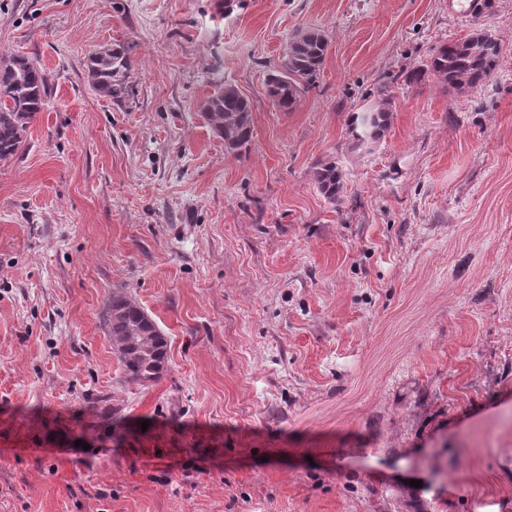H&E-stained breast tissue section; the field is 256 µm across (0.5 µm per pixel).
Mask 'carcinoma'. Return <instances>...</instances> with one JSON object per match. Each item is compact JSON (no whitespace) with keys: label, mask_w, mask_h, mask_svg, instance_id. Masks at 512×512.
<instances>
[{"label":"carcinoma","mask_w":512,"mask_h":512,"mask_svg":"<svg viewBox=\"0 0 512 512\" xmlns=\"http://www.w3.org/2000/svg\"><path fill=\"white\" fill-rule=\"evenodd\" d=\"M328 50V40L318 30L306 31L292 41L283 71L267 79V93L279 107L290 110L302 89L315 84ZM501 40L489 29L476 26L468 37L441 45L430 54L426 70L451 89H478L500 69ZM92 88L100 95L120 99L127 91L129 63L125 53L105 48L87 60ZM48 78L44 71L20 56L0 60V161L14 157L22 146L30 122L45 109ZM203 116L224 146L235 151L252 138L248 100L232 85L208 98ZM392 104L380 95L368 107L350 115L348 126L356 146L376 143L390 126ZM326 199L334 203L344 189L341 166L329 160L315 173ZM105 323L121 365V382L145 386L163 374L168 359L165 337L135 301L114 296L105 311ZM85 412L117 430L121 418L109 400L98 395L86 400Z\"/></svg>","instance_id":"carcinoma-1"}]
</instances>
